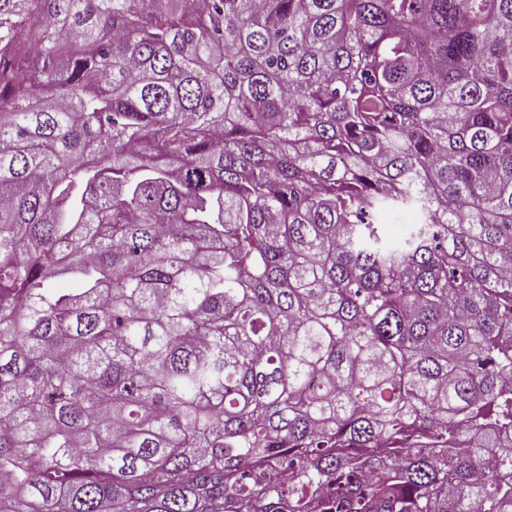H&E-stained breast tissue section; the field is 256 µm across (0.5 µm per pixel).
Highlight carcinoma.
<instances>
[{
    "mask_svg": "<svg viewBox=\"0 0 512 512\" xmlns=\"http://www.w3.org/2000/svg\"><path fill=\"white\" fill-rule=\"evenodd\" d=\"M0 512H512V0H0Z\"/></svg>",
    "mask_w": 512,
    "mask_h": 512,
    "instance_id": "carcinoma-1",
    "label": "carcinoma"
}]
</instances>
